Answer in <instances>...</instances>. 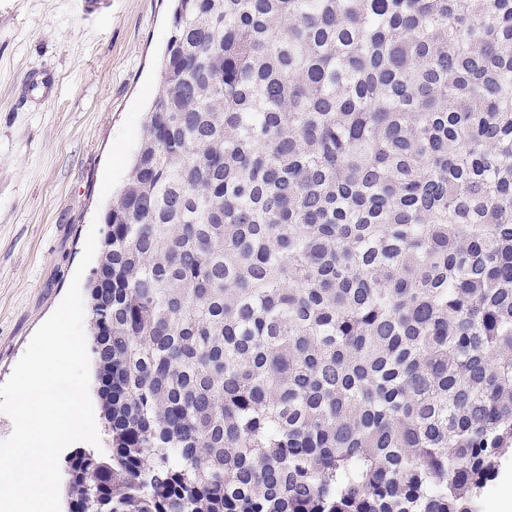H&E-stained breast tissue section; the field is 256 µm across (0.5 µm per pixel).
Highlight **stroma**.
<instances>
[{
  "mask_svg": "<svg viewBox=\"0 0 512 512\" xmlns=\"http://www.w3.org/2000/svg\"><path fill=\"white\" fill-rule=\"evenodd\" d=\"M171 0H0V383L66 294L158 93ZM49 74L48 94L32 89Z\"/></svg>",
  "mask_w": 512,
  "mask_h": 512,
  "instance_id": "35a3bbf8",
  "label": "stroma"
}]
</instances>
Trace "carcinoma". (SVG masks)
Masks as SVG:
<instances>
[{"label":"carcinoma","mask_w":512,"mask_h":512,"mask_svg":"<svg viewBox=\"0 0 512 512\" xmlns=\"http://www.w3.org/2000/svg\"><path fill=\"white\" fill-rule=\"evenodd\" d=\"M88 284L68 512H478L512 455V0H176Z\"/></svg>","instance_id":"carcinoma-1"}]
</instances>
